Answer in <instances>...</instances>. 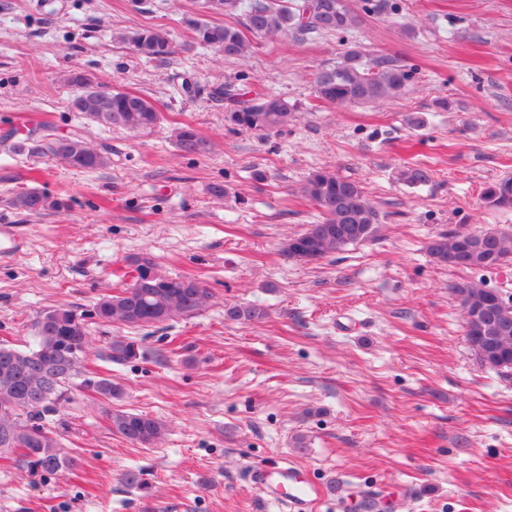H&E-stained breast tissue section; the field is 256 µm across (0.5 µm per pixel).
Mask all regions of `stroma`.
Segmentation results:
<instances>
[{
	"label": "stroma",
	"instance_id": "35a3bbf8",
	"mask_svg": "<svg viewBox=\"0 0 512 512\" xmlns=\"http://www.w3.org/2000/svg\"><path fill=\"white\" fill-rule=\"evenodd\" d=\"M391 2L344 37L254 36L227 60L194 43L185 19L237 27L242 16H213L202 0H0V137L79 135L112 159L78 171L0 144V343L25 347L43 312L73 307L87 316L84 367L121 389L108 400L70 385L62 416L49 417L77 466L45 474L0 455V512H288L250 482L279 460L323 489L312 512H512V376L477 361L453 294L470 281L512 296V264L453 270L427 252L442 232L512 226V212L482 198L512 177V0ZM147 28L170 34L168 60L124 41ZM353 44L412 66L405 93L319 101L314 73ZM80 71L146 98L160 124L135 136L70 111L67 78ZM220 82L281 96L292 121L262 137L230 131L209 96ZM441 96L456 110L436 111ZM415 111L423 129L406 124ZM184 123L211 154L177 150ZM415 163L433 169L431 183L398 181ZM318 169L361 182L384 220L375 239L306 265L284 246L320 219L299 192ZM24 189L68 207L14 208ZM143 254L163 274L203 281V310L140 328L93 317ZM237 305L267 315L236 320ZM126 342L135 358H101ZM117 411L161 419L168 433L131 444L110 427ZM131 470L140 485L125 483Z\"/></svg>",
	"mask_w": 512,
	"mask_h": 512
}]
</instances>
